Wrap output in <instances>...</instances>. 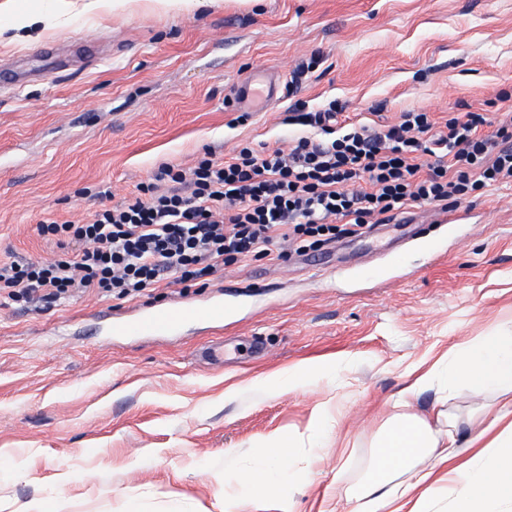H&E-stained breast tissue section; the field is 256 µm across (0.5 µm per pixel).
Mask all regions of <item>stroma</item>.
Segmentation results:
<instances>
[{
	"mask_svg": "<svg viewBox=\"0 0 512 512\" xmlns=\"http://www.w3.org/2000/svg\"><path fill=\"white\" fill-rule=\"evenodd\" d=\"M71 0L36 40L0 42V261L48 260L44 220L81 222L131 200L164 166L224 158L240 143L306 134L295 102H336L350 121L422 108L448 118L504 111L512 97V0H240L172 16ZM321 63L296 92V65ZM279 79L267 110L242 103L254 73ZM458 224L428 206L410 224L337 239L281 260L241 257L209 287L80 295L44 307L0 294V512H323L371 470L411 365L512 329V184L462 201ZM226 286L238 317L176 338L114 339L113 319L208 301ZM224 360L205 359L208 346ZM343 360L338 371L327 364ZM313 367L279 388L262 379ZM334 417L310 429L314 408ZM478 398L417 394L463 425ZM274 434L300 444L290 493L243 480Z\"/></svg>",
	"mask_w": 512,
	"mask_h": 512,
	"instance_id": "1",
	"label": "stroma"
}]
</instances>
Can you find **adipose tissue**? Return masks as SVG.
<instances>
[{"instance_id": "ef3b65f1", "label": "adipose tissue", "mask_w": 512, "mask_h": 512, "mask_svg": "<svg viewBox=\"0 0 512 512\" xmlns=\"http://www.w3.org/2000/svg\"><path fill=\"white\" fill-rule=\"evenodd\" d=\"M69 7V0H50L44 8H13L4 28L18 32L47 27L59 23ZM463 387L478 395H497L498 400L468 418V445L478 453L462 475L467 490L451 500L449 512H489L494 503L512 502V332L500 331L454 345L400 393L394 405L402 413L384 430L378 464L362 483L353 512H401L408 498L413 501L411 512H434L443 490L429 485V471L458 455V421L446 415L445 427L439 428L405 409L418 392L437 388L452 397ZM293 456V443L275 438L256 450L246 482L267 492L281 484Z\"/></svg>"}]
</instances>
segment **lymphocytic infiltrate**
I'll list each match as a JSON object with an SVG mask.
<instances>
[{
    "instance_id": "f902f5d3",
    "label": "lymphocytic infiltrate",
    "mask_w": 512,
    "mask_h": 512,
    "mask_svg": "<svg viewBox=\"0 0 512 512\" xmlns=\"http://www.w3.org/2000/svg\"><path fill=\"white\" fill-rule=\"evenodd\" d=\"M309 135L288 148L238 145L225 161L204 156L189 169L162 167L134 200L96 210L90 220H45L56 240L49 261L0 264V291L47 305L78 291L118 299L144 294L173 274L184 288L241 256H270L278 241L297 248L336 241L349 228L385 223L406 206L448 209L496 183H512V113L495 135H480V112L438 121L402 112L380 129L346 126L335 102L295 104ZM189 184L190 195L177 192Z\"/></svg>"
}]
</instances>
